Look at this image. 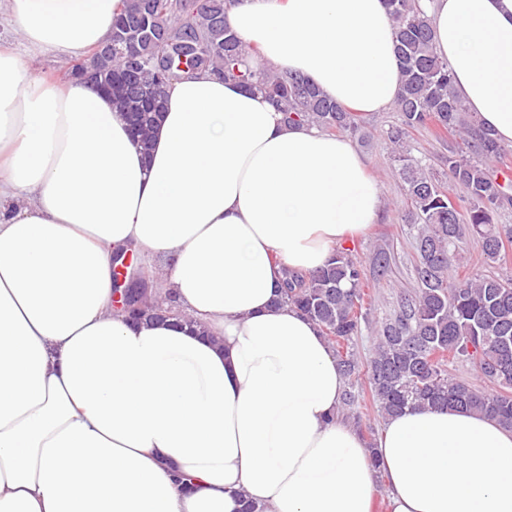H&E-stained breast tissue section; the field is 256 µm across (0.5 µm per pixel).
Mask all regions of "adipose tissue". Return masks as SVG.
Segmentation results:
<instances>
[{
	"mask_svg": "<svg viewBox=\"0 0 512 512\" xmlns=\"http://www.w3.org/2000/svg\"><path fill=\"white\" fill-rule=\"evenodd\" d=\"M123 0H0L33 58L104 40ZM460 98L512 142V0H433ZM255 67L359 112L399 91L383 0H232ZM343 136L286 125L208 72L170 81L142 153L111 95L35 77L0 42V512H512V430L408 410L375 450L337 416L345 378L319 328L278 304L381 214ZM161 259L180 325L112 304V257ZM194 479L183 491L173 470Z\"/></svg>",
	"mask_w": 512,
	"mask_h": 512,
	"instance_id": "adipose-tissue-1",
	"label": "adipose tissue"
}]
</instances>
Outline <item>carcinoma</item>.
<instances>
[{
  "instance_id": "obj_1",
  "label": "carcinoma",
  "mask_w": 512,
  "mask_h": 512,
  "mask_svg": "<svg viewBox=\"0 0 512 512\" xmlns=\"http://www.w3.org/2000/svg\"><path fill=\"white\" fill-rule=\"evenodd\" d=\"M227 0H124L112 22V35L136 49L141 67L124 76L120 59H83L112 81V97L126 112L138 144L147 152L158 119L146 102L161 101L174 77L211 70L242 88L264 92L289 125L308 124L334 134L359 131L356 115L325 97L307 78L249 65L257 49L249 48L227 26ZM395 32L400 91L398 122L387 131L396 146L403 191L410 202L405 222L416 226V286L396 296L394 309L374 336L365 357L354 339L368 323L363 310L367 272L347 248H338L316 270L283 269L279 301L290 303L315 322L333 349L348 388L341 411L360 419L367 405L382 418L416 408H455L485 414L512 429V276L475 275L450 278L463 245L472 242L491 266L505 260L512 227L496 223L512 205L507 186L490 172L492 162L509 152L491 130L467 115L455 89L448 60L436 52L431 18L422 0H385ZM431 124L439 136L459 138L446 159L447 178L459 195L429 172L423 157L406 145L409 133ZM143 270L139 248L130 243L113 254L112 291L117 311L160 319L178 316L173 301L161 297L154 280L127 299L119 267ZM460 360L474 365L488 387L453 373Z\"/></svg>"
}]
</instances>
